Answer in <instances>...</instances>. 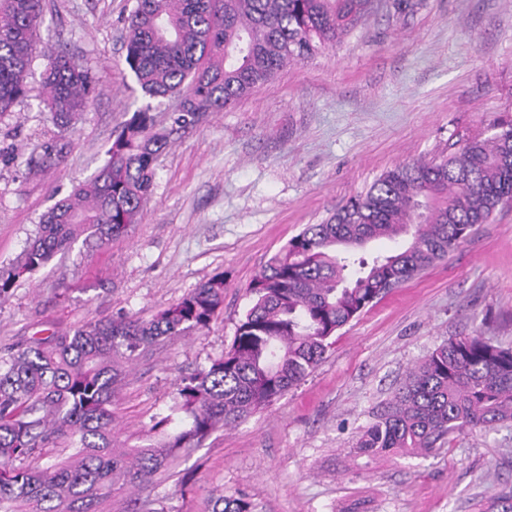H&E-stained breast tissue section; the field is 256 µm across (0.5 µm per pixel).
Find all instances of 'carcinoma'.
Listing matches in <instances>:
<instances>
[{"instance_id": "obj_1", "label": "carcinoma", "mask_w": 512, "mask_h": 512, "mask_svg": "<svg viewBox=\"0 0 512 512\" xmlns=\"http://www.w3.org/2000/svg\"><path fill=\"white\" fill-rule=\"evenodd\" d=\"M381 0H135L126 63L143 94L179 98L172 125L193 127L349 34ZM43 0H0V117L27 93ZM54 136L29 159L57 165L64 134L95 92L92 76L61 49L44 73ZM476 135L439 161L382 173L320 224H307L274 253L249 286L251 307L230 346L178 378L171 413L154 421L158 439L120 448L112 395L126 364L173 336L202 333L224 309V273L142 320H90L41 331L0 353V512H100L112 494L145 488L174 457L199 448L219 426L243 421L299 385L338 330L392 289L447 260L512 200V119ZM169 145L151 104L112 132L107 158L87 182L55 201L12 263L0 267V301L79 240L102 245L141 220ZM400 243L367 255L372 240ZM512 422V348L479 333L447 340L407 374L360 435L356 448L428 455L465 429ZM58 448L64 460L40 467ZM242 497L218 496L212 512H253Z\"/></svg>"}]
</instances>
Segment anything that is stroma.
Wrapping results in <instances>:
<instances>
[{
    "label": "stroma",
    "instance_id": "35a3bbf8",
    "mask_svg": "<svg viewBox=\"0 0 512 512\" xmlns=\"http://www.w3.org/2000/svg\"><path fill=\"white\" fill-rule=\"evenodd\" d=\"M414 3L373 12L341 42L173 130L141 223L102 246L76 243L18 282L0 301V347L91 319L148 320L223 273V315L142 354L115 390L120 441L148 444L178 375L230 345L272 254L383 172L441 159L512 119V0ZM134 4L45 0L27 95L0 119V266L57 199L94 176L114 126L149 104L125 62ZM60 48L90 70L95 93L60 164L36 172L27 162L51 129L43 72ZM474 332L512 345V206L340 329L303 383L161 469L146 498L155 512H211L217 496L241 493L255 512H488L512 494V423L454 435L427 456L356 448L411 367Z\"/></svg>",
    "mask_w": 512,
    "mask_h": 512
}]
</instances>
